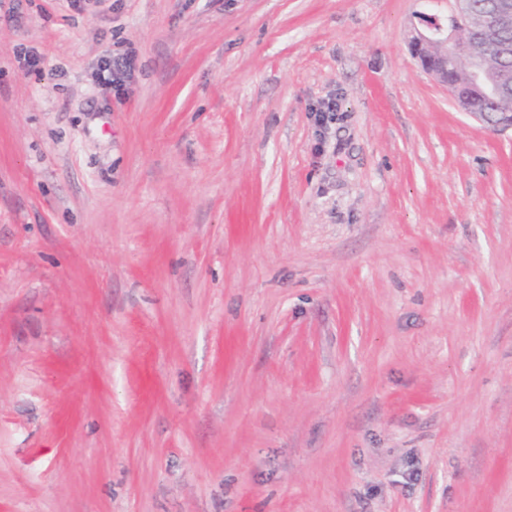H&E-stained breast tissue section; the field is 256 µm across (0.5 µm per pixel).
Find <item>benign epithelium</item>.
Here are the masks:
<instances>
[{"label": "benign epithelium", "instance_id": "7a95c632", "mask_svg": "<svg viewBox=\"0 0 512 512\" xmlns=\"http://www.w3.org/2000/svg\"><path fill=\"white\" fill-rule=\"evenodd\" d=\"M474 17L472 24H459L456 18ZM494 36L491 48L501 57L512 55V0H490L484 10L474 13L472 0H454V10L446 17L434 13L419 16V27L410 40V47L422 67L438 81L448 85L457 109L480 120L485 113L472 110L470 102L457 94L456 86L448 84V65L464 64L469 84L482 89L488 96H504L512 92V81L502 67L488 66L474 47V33ZM440 47L439 63L428 62L426 52Z\"/></svg>", "mask_w": 512, "mask_h": 512}]
</instances>
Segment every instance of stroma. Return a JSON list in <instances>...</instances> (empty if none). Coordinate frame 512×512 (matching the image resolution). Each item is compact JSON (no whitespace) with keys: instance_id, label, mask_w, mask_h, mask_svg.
Returning a JSON list of instances; mask_svg holds the SVG:
<instances>
[{"instance_id":"1","label":"stroma","mask_w":512,"mask_h":512,"mask_svg":"<svg viewBox=\"0 0 512 512\" xmlns=\"http://www.w3.org/2000/svg\"><path fill=\"white\" fill-rule=\"evenodd\" d=\"M452 9L0 0V512H512V129L409 48ZM134 56L132 52L116 56L114 58H107L104 67H101L102 72H108L107 81L114 85L119 90L124 85L127 79L132 75Z\"/></svg>"}]
</instances>
